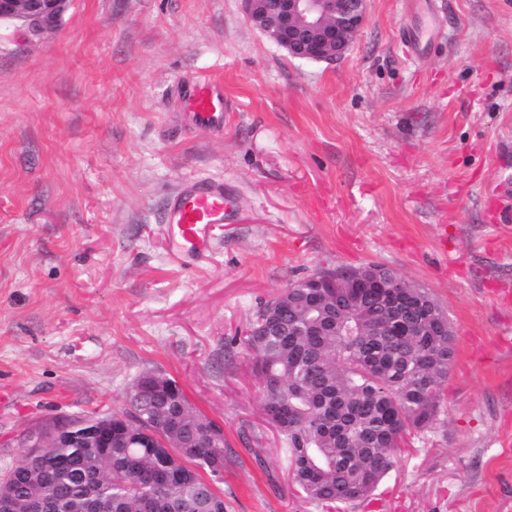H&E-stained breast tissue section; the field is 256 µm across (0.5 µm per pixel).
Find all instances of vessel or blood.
Listing matches in <instances>:
<instances>
[{"label":"vessel or blood","mask_w":512,"mask_h":512,"mask_svg":"<svg viewBox=\"0 0 512 512\" xmlns=\"http://www.w3.org/2000/svg\"><path fill=\"white\" fill-rule=\"evenodd\" d=\"M184 103L204 127L219 125L228 109L223 93L206 82L191 86ZM237 207L233 189L222 182L199 178L186 184L165 216L173 259L186 268L196 266L212 248L216 225L230 221Z\"/></svg>","instance_id":"b4317fda"}]
</instances>
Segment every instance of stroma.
I'll list each match as a JSON object with an SVG mask.
<instances>
[{
  "label": "stroma",
  "instance_id": "1",
  "mask_svg": "<svg viewBox=\"0 0 512 512\" xmlns=\"http://www.w3.org/2000/svg\"><path fill=\"white\" fill-rule=\"evenodd\" d=\"M199 78L223 127L184 108ZM199 177L240 208L185 269L164 213ZM506 179L512 0H370L332 63L289 57L242 0H72L39 37L0 22V471L31 423L122 410L153 369L223 427L226 512H328L290 480L243 339L293 280L373 262L433 292L455 355L432 429L340 512H512Z\"/></svg>",
  "mask_w": 512,
  "mask_h": 512
}]
</instances>
